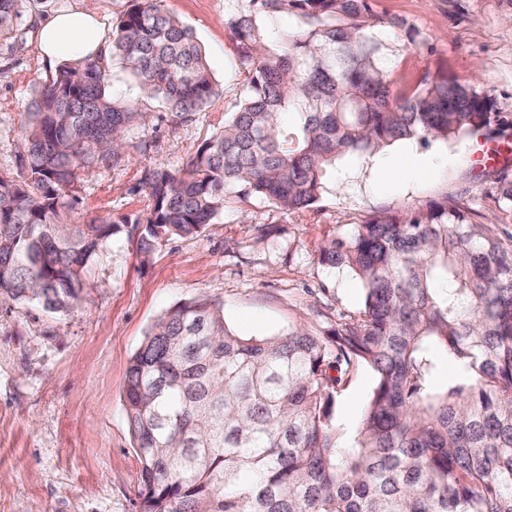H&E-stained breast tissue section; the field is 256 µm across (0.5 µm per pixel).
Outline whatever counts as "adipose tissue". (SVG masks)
Returning <instances> with one entry per match:
<instances>
[{"instance_id":"adipose-tissue-1","label":"adipose tissue","mask_w":512,"mask_h":512,"mask_svg":"<svg viewBox=\"0 0 512 512\" xmlns=\"http://www.w3.org/2000/svg\"><path fill=\"white\" fill-rule=\"evenodd\" d=\"M40 52L49 64L81 67L86 59L106 55L108 44L91 6L70 8L46 17L40 29Z\"/></svg>"}]
</instances>
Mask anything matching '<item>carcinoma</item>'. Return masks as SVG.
<instances>
[{"label": "carcinoma", "mask_w": 512, "mask_h": 512, "mask_svg": "<svg viewBox=\"0 0 512 512\" xmlns=\"http://www.w3.org/2000/svg\"><path fill=\"white\" fill-rule=\"evenodd\" d=\"M30 0H0V41ZM165 0H131L112 39L144 93L188 120L217 93L192 28ZM227 24L249 68L237 111L182 174L148 173L140 249L199 233L226 188L293 210L317 201L328 169L402 140L459 142L509 125L492 99L444 72L391 88L384 27L370 0H233ZM294 12L292 31L273 20ZM94 61L35 91L23 179L0 175V298L75 309L108 217L60 218L78 170L124 156L138 105ZM291 114L288 123L281 115ZM512 211V175L496 180ZM362 283L357 316L328 336H240L220 303L167 310L127 368L123 402L143 512H512V234L445 198L374 215L319 249ZM454 367L440 379L443 363ZM375 384L354 444L333 416L346 374Z\"/></svg>", "instance_id": "cac0c4a2"}]
</instances>
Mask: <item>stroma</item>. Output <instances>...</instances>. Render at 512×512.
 Segmentation results:
<instances>
[{"label":"stroma","mask_w":512,"mask_h":512,"mask_svg":"<svg viewBox=\"0 0 512 512\" xmlns=\"http://www.w3.org/2000/svg\"><path fill=\"white\" fill-rule=\"evenodd\" d=\"M81 0H31L16 39L0 43V174L21 175L23 128L34 88L56 68L43 61L37 25ZM205 50L218 93L189 122L163 111L109 62L114 95L137 102L146 122L129 131L126 157L80 171L62 193L65 222L110 217L115 232L89 262L85 303L56 313L0 302V512H142L140 464L123 402L127 368L147 328L175 304L208 298L242 336H281L302 327L320 336L360 310L364 291L348 270L320 263V245L349 234L380 212L417 210L447 196L469 205L478 222L512 232L501 209L497 164L476 165L480 137L416 143L431 157L422 176L390 170L402 143L377 157L342 159L313 205L285 210L231 188L224 209L196 235L141 253L135 218L153 200L148 171H179L237 110L247 84L226 21L230 0H165ZM384 20L402 21L389 37L392 87L412 90L425 73L445 71L490 95L512 114V0H374ZM374 386L361 366L337 397L334 415L353 433Z\"/></svg>","instance_id":"1"}]
</instances>
